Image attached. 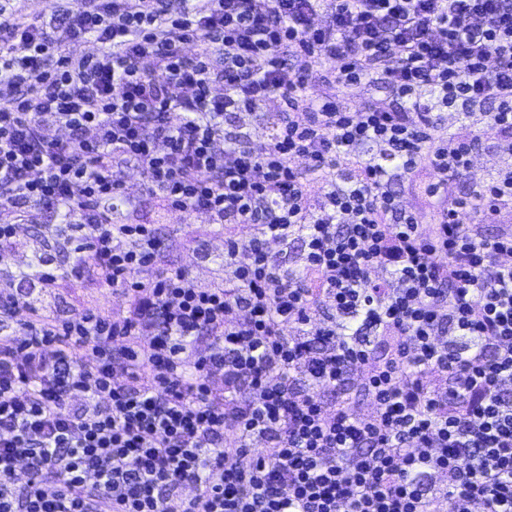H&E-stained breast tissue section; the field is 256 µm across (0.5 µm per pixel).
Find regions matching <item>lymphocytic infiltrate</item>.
Listing matches in <instances>:
<instances>
[{
	"mask_svg": "<svg viewBox=\"0 0 512 512\" xmlns=\"http://www.w3.org/2000/svg\"><path fill=\"white\" fill-rule=\"evenodd\" d=\"M323 3L0 4V211L72 216L130 307L60 320L0 303V325H21L0 328V512H512V228L480 227L512 208V0H335L326 26ZM88 39L93 54H70ZM375 75L397 107L307 92ZM453 106L493 144L442 136L436 112ZM259 110L278 115L260 152L224 128ZM366 144L376 157L338 173ZM489 147L507 164L439 223L391 191L421 165L444 189ZM127 170L174 211L250 229L224 240L231 285L200 287L163 265L154 225L114 221ZM327 300L334 327L315 320ZM357 369L362 416L320 396ZM215 374L247 400L215 392Z\"/></svg>",
	"mask_w": 512,
	"mask_h": 512,
	"instance_id": "obj_1",
	"label": "lymphocytic infiltrate"
}]
</instances>
